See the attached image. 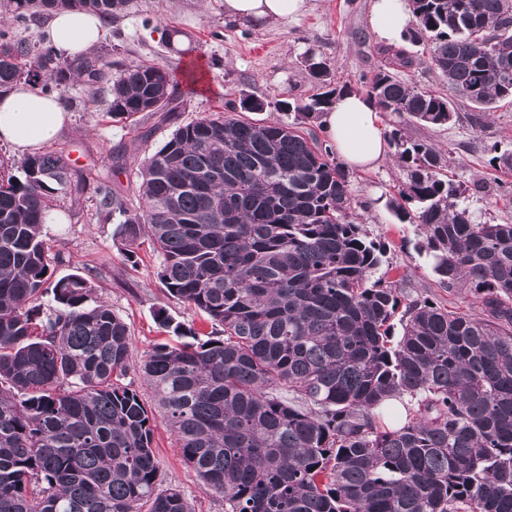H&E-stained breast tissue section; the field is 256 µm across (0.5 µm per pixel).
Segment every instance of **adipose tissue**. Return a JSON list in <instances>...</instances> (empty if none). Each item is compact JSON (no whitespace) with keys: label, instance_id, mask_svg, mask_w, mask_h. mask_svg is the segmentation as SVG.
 <instances>
[{"label":"adipose tissue","instance_id":"1","mask_svg":"<svg viewBox=\"0 0 512 512\" xmlns=\"http://www.w3.org/2000/svg\"><path fill=\"white\" fill-rule=\"evenodd\" d=\"M307 0H224L228 21L267 26L303 13ZM410 19L407 0H373L369 22L376 35L398 43ZM103 31L102 20L91 13L64 10L48 24V39L64 55L75 56L94 47ZM68 120L56 95L20 82L0 93V143L17 154L38 151L56 138ZM322 124L337 155L347 167L370 169L388 157V144L375 105L356 93L337 97Z\"/></svg>","mask_w":512,"mask_h":512}]
</instances>
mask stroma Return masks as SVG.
Returning a JSON list of instances; mask_svg holds the SVG:
<instances>
[{
  "label": "stroma",
  "instance_id": "stroma-1",
  "mask_svg": "<svg viewBox=\"0 0 512 512\" xmlns=\"http://www.w3.org/2000/svg\"><path fill=\"white\" fill-rule=\"evenodd\" d=\"M307 5L297 18L257 28L225 20L223 0H131L100 45L125 62L173 72L180 91L179 123L217 117L227 102L247 95L267 102L261 120L279 122L286 115L275 110L277 100L305 99L319 89L306 67L308 56L326 60L332 87L352 93L360 92L382 61L381 42L369 24L371 0H307ZM173 29L181 31L182 45H166L164 35ZM63 96L71 102L69 121L46 144V151L63 154L74 169L102 171L111 168L113 152L123 151L124 170L112 187L127 196L130 206H138V165L170 138L175 124L157 123L144 112L127 119L112 117L111 95L104 87L76 83ZM475 111V105L461 99L448 125L410 122L405 133L449 153V174L466 185L461 204L475 222L512 223V200L503 195L512 187V172L497 170L493 163L494 156L512 151V102L496 103L479 126L469 120ZM405 179L391 159L375 169L349 172L353 214L369 237L387 248L381 274L405 296L474 310L472 296L439 287L416 247L417 225L399 222L392 213L390 202ZM476 181L486 182L490 193L470 192ZM96 202L90 190L61 199L63 222L44 225L43 238L55 256L53 279L72 274L90 278L93 300L108 302L129 324L135 357L155 343H177V325L198 338L209 336L213 326L203 312L167 295L149 242H142L136 260H128L119 224L98 221ZM162 314L168 315L170 327L159 325ZM153 450L163 486L181 490L191 512H224L223 498L206 491L183 463L175 437L160 417L155 420Z\"/></svg>",
  "mask_w": 512,
  "mask_h": 512
}]
</instances>
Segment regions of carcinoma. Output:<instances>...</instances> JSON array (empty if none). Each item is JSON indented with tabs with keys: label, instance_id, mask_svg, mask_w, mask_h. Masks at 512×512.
Masks as SVG:
<instances>
[{
	"label": "carcinoma",
	"instance_id": "obj_1",
	"mask_svg": "<svg viewBox=\"0 0 512 512\" xmlns=\"http://www.w3.org/2000/svg\"><path fill=\"white\" fill-rule=\"evenodd\" d=\"M409 2L408 40L426 44L448 93L397 79L419 61L398 46L381 50L365 95L400 118L394 215L419 227L438 285L466 289L479 313L409 300L377 275L386 250L353 217L349 174L300 130L333 103L329 65L314 56L323 91L275 103L292 122L177 126L138 169L135 209L61 154L1 159L0 512H190L179 489L161 488L155 417L125 382L132 367L224 512H512V224L474 223L449 158L404 132L448 124L460 98L512 100V0ZM129 5L0 0V89L105 82L112 116L153 99L152 115L175 119L167 69L98 50L63 60L23 37L59 11L110 24ZM92 181L99 219L121 218L130 255L149 235L160 282L213 335L158 343L137 362L123 318L87 305L90 279L51 281L46 216ZM405 397V414L382 424L377 410Z\"/></svg>",
	"mask_w": 512,
	"mask_h": 512
}]
</instances>
